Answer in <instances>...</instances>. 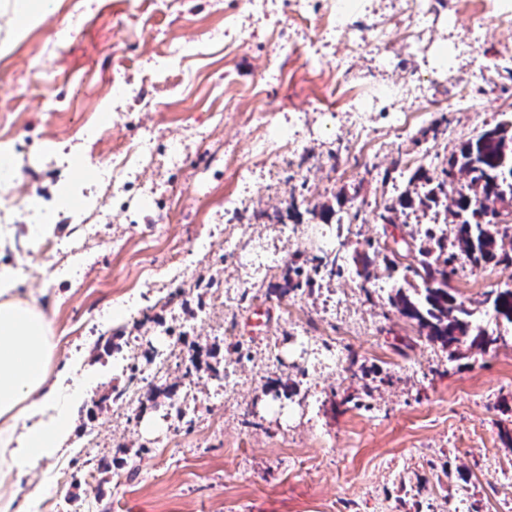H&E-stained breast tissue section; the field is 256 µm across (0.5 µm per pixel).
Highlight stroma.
<instances>
[{
	"label": "stroma",
	"instance_id": "1",
	"mask_svg": "<svg viewBox=\"0 0 512 512\" xmlns=\"http://www.w3.org/2000/svg\"><path fill=\"white\" fill-rule=\"evenodd\" d=\"M16 2L0 0V152L17 166L0 184V269L50 325L49 376L69 373L81 389L66 450L12 471L16 502L27 510L53 488L50 512H512V325L481 303L512 289V264L460 261L459 300L506 342L452 359L391 307L403 273L384 259L386 236H423L429 220L444 225L445 206L403 209L394 228L379 220L401 194L426 192L393 159L440 164L512 118V77L497 73L512 50V0L486 15L480 0H427L409 17L427 37L410 48L377 33L398 19V0H322V17L361 22L351 49L339 27L301 22L288 0H37L19 18ZM313 39L323 54L308 60ZM172 43L185 54L171 56ZM351 77L388 111H321ZM463 89L475 108L449 110ZM228 93L242 109L216 121ZM400 111L414 116L402 137ZM252 112L268 127L245 130ZM278 137L288 152L273 160L267 143ZM127 143L137 161L111 168L108 155ZM230 190L243 207L228 222ZM343 200L360 207L357 223L340 221ZM42 208L55 211L50 257L36 236ZM152 232L153 249L142 250ZM228 232L241 251L266 246L262 273L239 269ZM319 241L340 250L335 275L315 267ZM288 268L301 286L284 295ZM232 280L260 291L261 329L247 326L251 307L225 305ZM287 302L326 328L370 325L350 346L364 376L337 380L283 314ZM201 309L205 322L184 336ZM172 336L179 351L166 375L127 411L112 398L124 361L146 365ZM273 343L277 367L265 362ZM193 352L195 422L179 427L167 410ZM232 361L243 390L224 398L210 371ZM101 459L110 471L85 481Z\"/></svg>",
	"mask_w": 512,
	"mask_h": 512
}]
</instances>
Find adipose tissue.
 Wrapping results in <instances>:
<instances>
[{
	"label": "adipose tissue",
	"mask_w": 512,
	"mask_h": 512,
	"mask_svg": "<svg viewBox=\"0 0 512 512\" xmlns=\"http://www.w3.org/2000/svg\"><path fill=\"white\" fill-rule=\"evenodd\" d=\"M50 328L43 313L16 297L0 271V451L23 468L56 455L72 431L66 378H48Z\"/></svg>",
	"instance_id": "obj_1"
}]
</instances>
